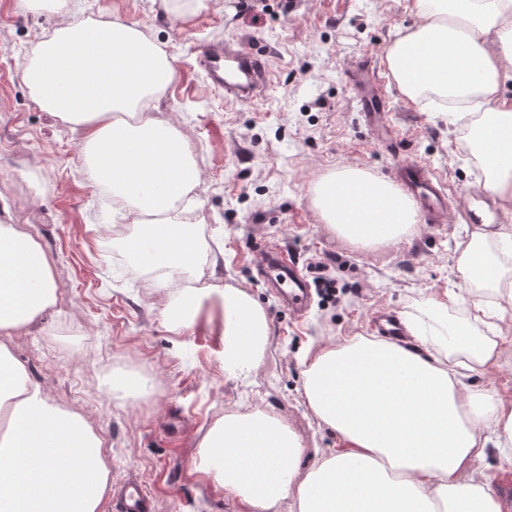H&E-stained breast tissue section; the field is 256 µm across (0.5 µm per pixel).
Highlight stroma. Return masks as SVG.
Instances as JSON below:
<instances>
[{
    "instance_id": "35a3bbf8",
    "label": "stroma",
    "mask_w": 512,
    "mask_h": 512,
    "mask_svg": "<svg viewBox=\"0 0 512 512\" xmlns=\"http://www.w3.org/2000/svg\"><path fill=\"white\" fill-rule=\"evenodd\" d=\"M75 20L138 24L169 54L175 78L156 118L186 136L200 180L190 224L201 242L197 275L246 290L266 310L270 341L239 378L224 374V340L200 319L176 331L157 300L154 273H114L112 251L140 225L108 205L85 172L81 139L44 112L23 81L31 44L59 15L0 0V221L34 225L55 260L58 302L14 353L46 393L81 411L107 439L112 481L133 476L156 512H237L223 486L198 467L197 445L227 412L255 407L282 415L307 448L342 441L303 396L305 354L368 336L382 308L433 324L445 294L496 303V291L464 279L459 259L479 227L466 222L469 192L484 184L480 159L463 146L446 103L404 97L386 63L396 28L413 26L412 0H76ZM236 41L261 51L271 85L260 100L230 104L197 67L204 44ZM377 66L388 118L407 153L455 190L446 223L421 224L410 240L378 249L345 242L323 223L313 188L351 167L390 179L392 154L359 112L347 74L361 57ZM288 249L301 269L328 264L336 294H313L302 317L259 281L252 242ZM497 336L499 364L467 371L465 385L512 402V306Z\"/></svg>"
}]
</instances>
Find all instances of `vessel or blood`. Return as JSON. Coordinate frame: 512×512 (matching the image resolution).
Returning a JSON list of instances; mask_svg holds the SVG:
<instances>
[{
    "instance_id": "vessel-or-blood-1",
    "label": "vessel or blood",
    "mask_w": 512,
    "mask_h": 512,
    "mask_svg": "<svg viewBox=\"0 0 512 512\" xmlns=\"http://www.w3.org/2000/svg\"><path fill=\"white\" fill-rule=\"evenodd\" d=\"M196 63L199 68L211 73L216 83L223 85L224 96L228 99L242 102L260 98L269 85L267 70L260 55L232 41L221 46H203L197 54ZM349 80L360 90L357 100L366 123L379 125L387 109L388 96L371 59H361ZM393 179L430 222L441 223L448 194L428 169L401 154L393 167ZM254 249L262 259L263 277L278 289L289 312L298 314L305 311L311 300V288L298 259L284 249L264 243L255 244ZM372 326L380 336H399L404 332L401 319L392 313L376 315ZM114 495L117 512H155L153 496L134 482L119 484Z\"/></svg>"
}]
</instances>
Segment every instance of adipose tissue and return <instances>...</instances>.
<instances>
[{
	"mask_svg": "<svg viewBox=\"0 0 512 512\" xmlns=\"http://www.w3.org/2000/svg\"><path fill=\"white\" fill-rule=\"evenodd\" d=\"M419 21L397 30L388 69L411 101L426 92L477 100L485 188L512 207V0H413ZM167 53L136 24L65 22L28 53L24 82L43 111L81 132L93 182L108 186L135 216L154 215L149 235L128 242L164 288L192 273L197 250L177 201L200 173L184 135L153 117L173 82ZM316 205L325 223L364 244L416 235L418 215L391 183L356 169L323 181ZM224 337V368L238 377L267 346L263 306L245 291L212 287ZM57 303L53 260L21 224L0 223V512H103L111 489L107 440L80 413L51 401L14 355L21 335ZM406 330L422 351L352 338L308 354L304 391L315 416L345 443L303 448L277 417H225L200 442V466L243 512H503L488 477L469 469L488 450L512 466V406L459 380L454 352L479 367L496 364V341L455 326Z\"/></svg>",
	"mask_w": 512,
	"mask_h": 512,
	"instance_id": "ef3b65f1",
	"label": "adipose tissue"
}]
</instances>
